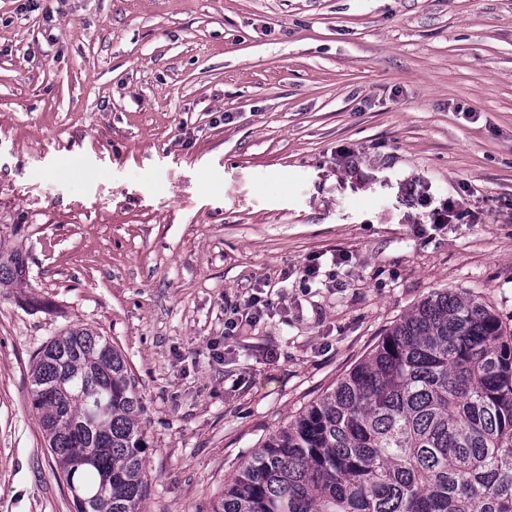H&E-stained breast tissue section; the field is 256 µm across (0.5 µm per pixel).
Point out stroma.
Here are the masks:
<instances>
[{
	"label": "stroma",
	"mask_w": 512,
	"mask_h": 512,
	"mask_svg": "<svg viewBox=\"0 0 512 512\" xmlns=\"http://www.w3.org/2000/svg\"><path fill=\"white\" fill-rule=\"evenodd\" d=\"M0 238V512L73 510L28 398L73 328L142 398V512H211L430 295L512 329V0H0ZM418 204L427 211L426 224L434 228L448 227V224H468L472 219L470 210L452 198L435 201L429 194L418 192ZM28 256L14 247L4 250L0 241V288H23L27 282Z\"/></svg>",
	"instance_id": "35a3bbf8"
}]
</instances>
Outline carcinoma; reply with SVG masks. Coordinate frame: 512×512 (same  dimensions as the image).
I'll list each match as a JSON object with an SVG mask.
<instances>
[{
  "instance_id": "carcinoma-1",
  "label": "carcinoma",
  "mask_w": 512,
  "mask_h": 512,
  "mask_svg": "<svg viewBox=\"0 0 512 512\" xmlns=\"http://www.w3.org/2000/svg\"><path fill=\"white\" fill-rule=\"evenodd\" d=\"M28 256L0 247V288ZM29 401L74 512H140L147 443L121 352L73 328L33 358ZM212 512H512V332L435 293L251 453Z\"/></svg>"
}]
</instances>
